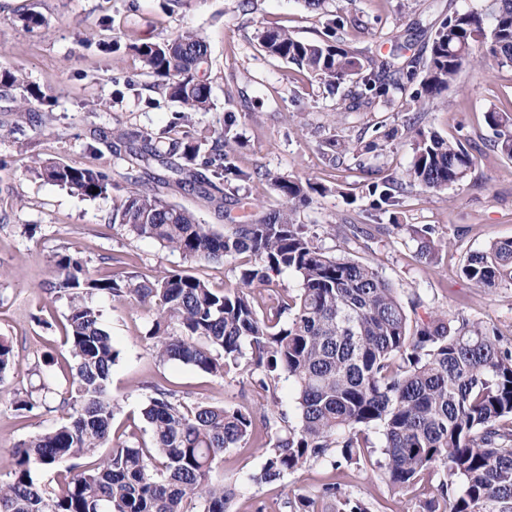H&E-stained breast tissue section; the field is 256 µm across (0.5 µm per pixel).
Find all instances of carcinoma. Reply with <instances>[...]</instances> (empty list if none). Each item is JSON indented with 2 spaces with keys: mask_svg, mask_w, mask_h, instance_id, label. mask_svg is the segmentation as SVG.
<instances>
[{
  "mask_svg": "<svg viewBox=\"0 0 512 512\" xmlns=\"http://www.w3.org/2000/svg\"><path fill=\"white\" fill-rule=\"evenodd\" d=\"M347 23L340 15L326 19L328 39L322 41L263 25L255 38L267 55L331 88L355 81L360 90L353 99L369 112L389 87L402 90L417 76L421 90L403 106L420 111L421 99L447 91L464 66L481 68L488 57L501 66L512 63V0H484L479 10L446 16L434 30L428 56L405 69L393 70L386 61L363 64L338 43ZM130 48L161 93L182 111L160 129L112 134L114 151L125 147L143 166L179 158L167 165L171 176L163 184L196 192L218 209L224 207L230 181L259 176L269 179L281 204L258 215L250 212L242 223L220 231L130 177L122 188L95 165L32 160L30 171L82 197L124 189L112 224L127 235L154 240L186 259L209 262L245 254L247 262L238 267L234 285L214 288L178 271L152 279L125 271L95 276L81 259L60 256L55 272L62 289L75 291L65 315L69 376L64 385L41 382L12 406L28 415L62 409L67 419L12 449L9 480H0V512H226L232 492L212 478L226 449L257 444L265 462L254 480L281 483L315 463H327L334 471L365 465L375 447L369 436L373 429L383 440V475L394 494L415 499L417 486L432 471L446 470L448 479L419 501V512H512V348L501 345L496 329L446 311L412 318L375 266L315 244L298 221L300 209L316 195L344 197L343 189L237 166L240 142L230 113L219 127L195 128L193 114L211 105V88L198 76L208 64L202 34L177 32ZM34 99L42 102L45 96L29 89L14 99L15 111H29ZM485 122L493 147L511 160L512 112L491 108ZM407 128L414 131L409 167L400 176L367 184L368 209L388 217L396 229L402 227L403 186L424 191L453 186L477 163L461 140L420 126ZM396 135L397 129L377 121L359 147L328 139L327 155L334 162L354 152L374 153ZM161 143L167 144L164 153ZM412 232L419 258L435 259L441 247L435 228L426 224ZM287 272L301 282L294 296L274 289ZM461 273L485 292L512 284V239L491 241L469 254ZM95 295L149 306L152 321L145 339L161 363H180L220 379L236 368L274 398L280 381H289L298 420L292 421L276 400L258 413L209 403L189 408L177 391L156 385L143 409L151 446L112 438L109 385L120 351L100 310L89 302ZM13 358L11 344L1 340L0 380ZM50 393L59 397L53 408ZM37 470L54 472L56 485L37 484ZM284 507L289 512H374L334 478L316 497H288Z\"/></svg>",
  "mask_w": 512,
  "mask_h": 512,
  "instance_id": "1",
  "label": "carcinoma"
}]
</instances>
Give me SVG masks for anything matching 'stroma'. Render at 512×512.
I'll list each match as a JSON object with an SVG mask.
<instances>
[{"label":"stroma","instance_id":"obj_1","mask_svg":"<svg viewBox=\"0 0 512 512\" xmlns=\"http://www.w3.org/2000/svg\"><path fill=\"white\" fill-rule=\"evenodd\" d=\"M239 0H186L168 9L164 0H0V71L18 76L20 86L0 95V114L14 106L20 88H37L46 103H33L19 119L14 134L0 136V338L15 353L14 363L0 381V477L11 466V450L28 436L57 426L61 411L21 417L11 402L37 383L35 366L43 356L60 358L62 323L69 299L57 288L56 256L75 255L90 271H112L114 256L125 269L146 276L165 270H185L220 288L233 282L239 258L192 262L137 239L112 226V214L122 200L115 192L96 199L71 194L28 169L32 158L66 163H97L115 181L134 172L141 185L156 186L167 170L155 163L129 168L125 159L103 151L91 155L90 131L155 129L179 107L153 89L155 79L143 70L131 44L160 41L191 28L208 44L209 63L201 74L211 87L210 110L197 113L196 126H215L225 113L237 116L241 148L238 163L274 175L309 177L327 185H342L356 195L347 204L342 194L314 197L300 216L310 235L326 251L349 250L356 260L376 266L397 288L403 302L421 298V312L445 310L496 327L512 341V285L485 293L468 281L460 267L468 252L496 239L512 238V161L492 147L484 115L488 108L512 111V66L492 64L481 70L463 69L445 101L424 107L423 125L448 138L466 140L478 162L460 184L430 192L407 188L399 215L402 227L388 231L368 214L366 177L360 170L332 166L322 145L336 136L357 139L378 118L403 125L409 118L401 103L406 92L394 91L390 101L364 112L350 107L351 83L331 92L322 82L307 80L284 60L267 56L253 33L256 23L288 27L303 39L324 36L325 14L360 20L362 30H347L344 43L360 58L409 60L427 56L437 23L449 10H475L483 0H327L324 13L308 10L303 0H255V11L242 13ZM40 26L29 27L28 14ZM168 201L193 211L201 220L223 227L236 224L243 203L262 201L266 208L281 199L263 179L230 184L225 213L198 194L165 189ZM347 219L360 233L343 245L329 223ZM430 224L452 246L434 262L420 261L408 225ZM92 301L102 313L120 358L112 369L110 391L115 404L114 433H135L150 441L151 430L142 410L154 385L178 391L187 404L261 408L271 396L232 371L217 379L189 366L158 362L144 339L151 325L148 311L105 295ZM264 463L259 448L248 444L227 449L214 472L232 489L228 512H284L287 495L314 496L329 468L316 464L283 483L255 482ZM343 491L373 504L376 512H407L381 478L377 466L345 468L337 474Z\"/></svg>","mask_w":512,"mask_h":512}]
</instances>
